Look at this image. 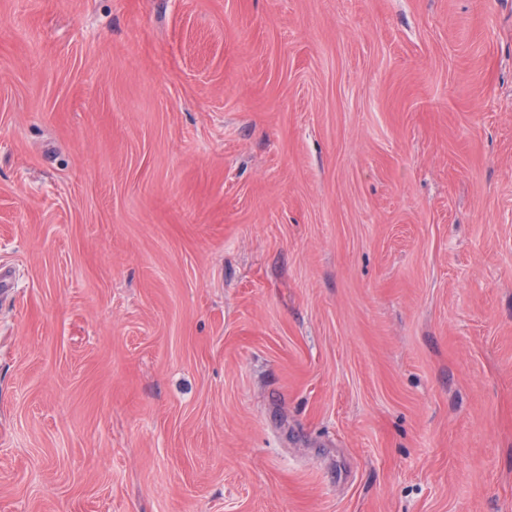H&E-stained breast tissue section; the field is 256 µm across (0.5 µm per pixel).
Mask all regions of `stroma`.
Returning a JSON list of instances; mask_svg holds the SVG:
<instances>
[{
    "instance_id": "stroma-1",
    "label": "stroma",
    "mask_w": 512,
    "mask_h": 512,
    "mask_svg": "<svg viewBox=\"0 0 512 512\" xmlns=\"http://www.w3.org/2000/svg\"><path fill=\"white\" fill-rule=\"evenodd\" d=\"M0 512H512V0H0Z\"/></svg>"
}]
</instances>
